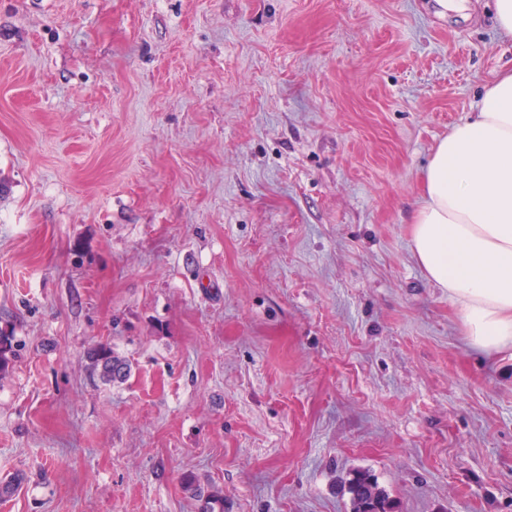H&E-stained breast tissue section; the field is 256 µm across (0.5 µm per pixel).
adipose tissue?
Returning <instances> with one entry per match:
<instances>
[{
	"mask_svg": "<svg viewBox=\"0 0 512 512\" xmlns=\"http://www.w3.org/2000/svg\"><path fill=\"white\" fill-rule=\"evenodd\" d=\"M409 232L425 278L459 304L470 346L512 347V70L434 147Z\"/></svg>",
	"mask_w": 512,
	"mask_h": 512,
	"instance_id": "obj_1",
	"label": "adipose tissue"
}]
</instances>
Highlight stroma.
Listing matches in <instances>:
<instances>
[{"label": "stroma", "mask_w": 512, "mask_h": 512, "mask_svg": "<svg viewBox=\"0 0 512 512\" xmlns=\"http://www.w3.org/2000/svg\"><path fill=\"white\" fill-rule=\"evenodd\" d=\"M511 69L493 0H0V512H512V348L408 226ZM89 359L94 372L106 383L122 382L130 373L128 364L114 355L107 344H99L89 352ZM352 512H390L392 505L378 487L374 478L363 471H355L347 482Z\"/></svg>", "instance_id": "1"}]
</instances>
